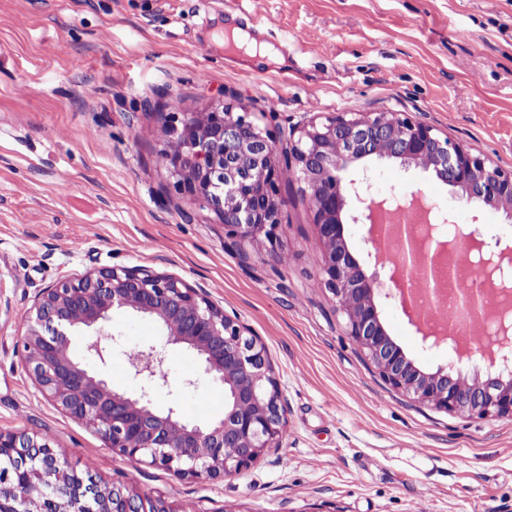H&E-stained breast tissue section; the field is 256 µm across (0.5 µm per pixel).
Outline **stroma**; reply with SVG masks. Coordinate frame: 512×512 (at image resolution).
<instances>
[{
  "label": "stroma",
  "mask_w": 512,
  "mask_h": 512,
  "mask_svg": "<svg viewBox=\"0 0 512 512\" xmlns=\"http://www.w3.org/2000/svg\"><path fill=\"white\" fill-rule=\"evenodd\" d=\"M234 0H0V430L47 438L79 475L134 480L181 512H512V418L415 403L387 384L316 287L317 227L298 179L281 184L279 239L224 243L219 217L180 194L160 159L169 116L247 104L272 137L315 113L405 112L512 170V0H252L280 29V66L215 44ZM318 105H310V94ZM359 194L419 195L431 222L512 242L504 213L466 203L417 166L353 169ZM142 266L206 289L265 343L286 406L279 447L221 481L141 466L48 403L21 361L38 293ZM381 318L422 369L448 362L398 301ZM184 417L224 415V390L166 350ZM193 386H185L188 377Z\"/></svg>",
  "instance_id": "stroma-1"
}]
</instances>
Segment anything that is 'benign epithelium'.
<instances>
[{
  "label": "benign epithelium",
  "mask_w": 512,
  "mask_h": 512,
  "mask_svg": "<svg viewBox=\"0 0 512 512\" xmlns=\"http://www.w3.org/2000/svg\"><path fill=\"white\" fill-rule=\"evenodd\" d=\"M160 152L176 189L212 210L225 237L273 240L282 224L283 171H294L321 203L313 211L322 247L319 287L333 297L346 330L380 376L411 401L470 418L512 417V293L497 276L512 257L479 256L481 283L464 297L477 311L498 300L494 333L500 362L485 374L466 376L459 355L467 336L448 329V365L421 370L389 336L378 297L415 306L405 281L413 269L426 277L448 255V242L423 237L405 224L396 239L404 264L389 265L393 288L367 275L351 253L345 225L372 223L373 205L349 210L360 199L345 173L377 157L414 165L432 154V172L461 191L468 203L492 206L512 222V172L424 120L402 112H348L314 116L272 138L249 120L245 106L216 102L200 112H175ZM153 319L161 345L125 352L128 369L142 383L129 393L99 378L90 361L104 363L122 345L104 331L112 311ZM23 336V359L41 394L72 419L98 433L107 447L138 463L182 478L221 479L247 468L264 449L279 445L287 419L265 344L206 291L173 274L141 267L104 268L42 289ZM87 337L86 360L72 354ZM181 345L199 360L201 375L224 387V416L208 423L184 419L176 408L159 410L154 392L169 385L165 348ZM180 512L165 499L138 493L132 483L102 486L81 477L43 436L0 431V512Z\"/></svg>",
  "instance_id": "benign-epithelium-1"
}]
</instances>
